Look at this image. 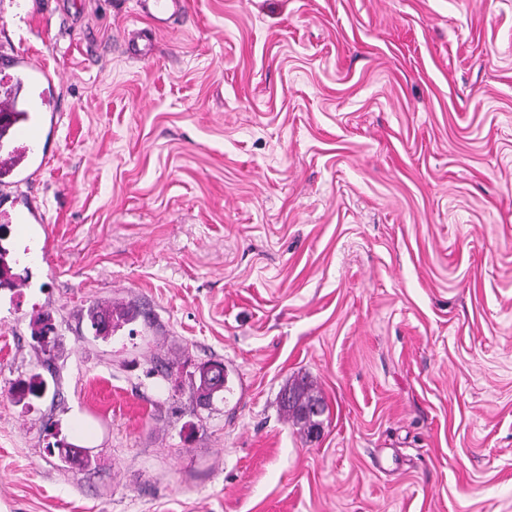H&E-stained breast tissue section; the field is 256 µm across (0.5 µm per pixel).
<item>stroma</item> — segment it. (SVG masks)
Masks as SVG:
<instances>
[{
    "label": "stroma",
    "mask_w": 512,
    "mask_h": 512,
    "mask_svg": "<svg viewBox=\"0 0 512 512\" xmlns=\"http://www.w3.org/2000/svg\"><path fill=\"white\" fill-rule=\"evenodd\" d=\"M27 6L63 112L8 191L0 512H512V0ZM140 10L158 29L168 27L169 19L187 9V0H139ZM281 403L307 438L322 425L319 417L324 414L325 405L322 398L315 394L312 384L305 381L290 384L281 393Z\"/></svg>",
    "instance_id": "35a3bbf8"
}]
</instances>
